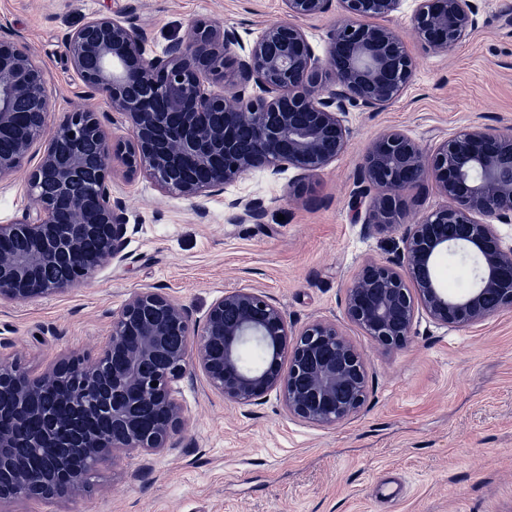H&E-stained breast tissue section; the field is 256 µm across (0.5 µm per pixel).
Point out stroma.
I'll use <instances>...</instances> for the list:
<instances>
[{"label": "stroma", "mask_w": 512, "mask_h": 512, "mask_svg": "<svg viewBox=\"0 0 512 512\" xmlns=\"http://www.w3.org/2000/svg\"><path fill=\"white\" fill-rule=\"evenodd\" d=\"M479 5L477 28L432 54L411 24L415 0H404L393 25L414 61L407 87L378 111L349 109L346 149L304 182L291 168L255 170L223 194L188 200L143 177L126 182L114 162L112 191L136 228L126 261L49 297L0 300V360L37 375L64 350L96 355L136 291L166 292L200 321L224 293L253 289L294 329L319 318L341 326L366 362L358 416L314 427L289 417L276 395L237 404L198 374L180 384L185 426L174 447L116 454L98 465L90 494L23 501L14 512H512V309L462 329L420 322L390 351L344 314L359 266L396 257L409 225L444 202L427 183L409 193L402 224L356 222L354 179L368 143L390 129L427 151L465 126L512 133V0ZM125 7L152 56L196 20L235 27L248 45L286 18L283 0H0V36L22 37L44 70L49 126L81 105L99 112L109 136L131 138L88 95L65 48L69 32ZM237 197L261 200L262 220L239 222L224 205Z\"/></svg>", "instance_id": "1"}]
</instances>
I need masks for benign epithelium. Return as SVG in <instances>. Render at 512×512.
<instances>
[{"instance_id": "obj_1", "label": "benign epithelium", "mask_w": 512, "mask_h": 512, "mask_svg": "<svg viewBox=\"0 0 512 512\" xmlns=\"http://www.w3.org/2000/svg\"><path fill=\"white\" fill-rule=\"evenodd\" d=\"M339 2L346 18L332 29L322 61L298 21L325 13L331 0H284L288 19L267 25L247 48L234 29L195 24L189 39L153 57L147 33L130 19H90L67 36V57L85 88L125 118L129 141L109 138L98 113L82 108L48 132L41 66L22 40L0 37V182L25 166L35 145L43 147L26 175L30 205L0 224V299L60 293L126 259L124 206L110 189L117 158L126 181L143 176L160 192L187 199L222 192L256 169L277 175L293 168L302 180L332 163L351 136L348 109L390 103L413 68L386 24L404 0ZM416 2L411 22L429 53L448 52L478 25L476 0ZM211 76L232 93L209 89ZM427 181L446 204L412 225L398 258L363 263L346 290L347 320L385 349L401 347L422 318L465 328L512 308V246L492 224L512 222V135L472 125L425 151L400 130L384 131L366 146L357 170V219L386 228L403 223L409 192ZM89 190L98 197L94 207ZM227 206L243 221L258 222L264 213L259 200L235 198ZM448 224L461 226V238L443 234ZM10 241L21 247H3ZM452 249L478 260L472 287L460 296L436 273L438 256ZM175 328L177 344L170 342ZM251 338L269 359L247 367L241 349ZM196 370L232 402L253 404L275 391L288 415L321 427L354 418L365 400L364 358L335 321L315 320L296 333L272 299L241 289L217 299L197 323L167 293L144 289L112 314L96 358L65 351L36 377L0 361V394L9 392L18 406L69 381L67 419L46 411L47 428L37 438L57 449L44 469L30 468L12 432L0 427V512L22 500L89 492L90 472L74 460L94 469L117 452L174 447L182 430L178 385ZM94 413L111 418L119 437L86 431Z\"/></svg>"}]
</instances>
